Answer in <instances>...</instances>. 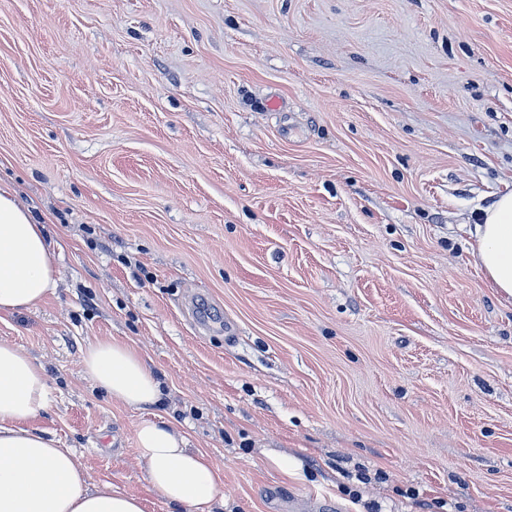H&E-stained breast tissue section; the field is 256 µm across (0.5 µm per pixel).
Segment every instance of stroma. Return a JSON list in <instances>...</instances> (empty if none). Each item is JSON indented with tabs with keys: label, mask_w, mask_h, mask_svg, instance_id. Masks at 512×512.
Instances as JSON below:
<instances>
[{
	"label": "stroma",
	"mask_w": 512,
	"mask_h": 512,
	"mask_svg": "<svg viewBox=\"0 0 512 512\" xmlns=\"http://www.w3.org/2000/svg\"><path fill=\"white\" fill-rule=\"evenodd\" d=\"M0 182L56 269L0 342L92 483L174 512L154 419L223 512H512V298L469 234L512 192V0H0ZM108 336L160 405L94 387ZM82 367L97 386L126 406L144 408L161 401L160 383L146 358L123 338L112 336L89 343ZM136 457L151 488L184 512H215L224 507V474L202 451L187 448L176 426L142 421L134 436Z\"/></svg>",
	"instance_id": "stroma-1"
}]
</instances>
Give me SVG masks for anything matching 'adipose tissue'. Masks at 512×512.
Wrapping results in <instances>:
<instances>
[{
  "instance_id": "1",
  "label": "adipose tissue",
  "mask_w": 512,
  "mask_h": 512,
  "mask_svg": "<svg viewBox=\"0 0 512 512\" xmlns=\"http://www.w3.org/2000/svg\"><path fill=\"white\" fill-rule=\"evenodd\" d=\"M475 263L489 287L512 297V193L485 208L471 232ZM56 285L44 224L0 187V315L43 304ZM84 372L112 398L134 408L161 401L144 355L120 337L89 343ZM49 401L44 367L16 345L0 343V512H145L143 501L103 482L89 486L72 449L31 422ZM136 457L151 488L182 512H215L224 503V474L204 452L187 446L172 424L142 421Z\"/></svg>"
}]
</instances>
